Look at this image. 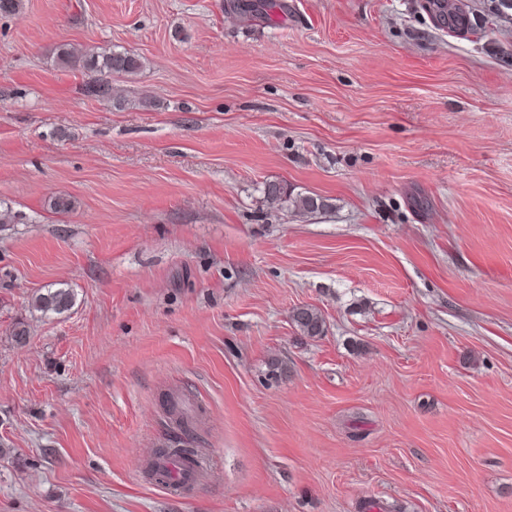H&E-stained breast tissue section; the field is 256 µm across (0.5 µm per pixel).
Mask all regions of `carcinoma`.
<instances>
[{
  "label": "carcinoma",
  "instance_id": "carcinoma-1",
  "mask_svg": "<svg viewBox=\"0 0 512 512\" xmlns=\"http://www.w3.org/2000/svg\"><path fill=\"white\" fill-rule=\"evenodd\" d=\"M423 8L441 24L459 31L465 30L467 23L465 4L460 3L450 9L447 0H425ZM56 62L64 68L83 69L94 74V80L89 86V93L108 101L112 99V74H131L142 66L139 58L126 52L77 53L64 45L56 53ZM263 193L268 198L283 202L290 200L295 209L304 212H315L326 207L323 200L312 196L291 199L288 188L280 182L265 183ZM74 304L75 294L69 288H42L32 295L29 302L32 310L44 316L48 314L62 315L70 311ZM291 320L305 336L317 337L325 332V321L322 315L312 307L304 306L294 309ZM196 410L197 407L189 399L177 393L168 394L166 413L176 418L180 430L184 432L190 430L196 418ZM171 458H178L185 463L193 460L191 451L186 448L160 449L155 469L159 470V475L166 479L169 478V474L161 462Z\"/></svg>",
  "mask_w": 512,
  "mask_h": 512
}]
</instances>
